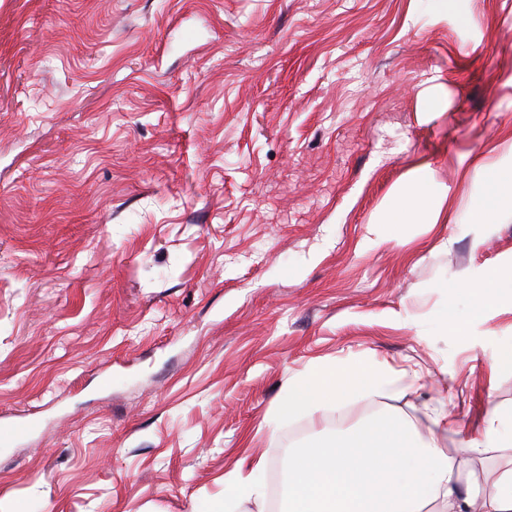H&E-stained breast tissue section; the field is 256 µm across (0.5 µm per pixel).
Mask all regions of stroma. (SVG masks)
I'll use <instances>...</instances> for the list:
<instances>
[{"label":"stroma","instance_id":"1","mask_svg":"<svg viewBox=\"0 0 512 512\" xmlns=\"http://www.w3.org/2000/svg\"><path fill=\"white\" fill-rule=\"evenodd\" d=\"M424 157L448 222L380 223ZM489 165L512 0H0V512H222L241 458L383 413L512 435ZM321 364L406 393L278 420Z\"/></svg>","mask_w":512,"mask_h":512}]
</instances>
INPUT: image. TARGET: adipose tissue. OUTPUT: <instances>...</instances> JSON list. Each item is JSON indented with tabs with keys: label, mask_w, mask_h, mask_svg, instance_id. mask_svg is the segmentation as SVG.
Wrapping results in <instances>:
<instances>
[{
	"label": "adipose tissue",
	"mask_w": 512,
	"mask_h": 512,
	"mask_svg": "<svg viewBox=\"0 0 512 512\" xmlns=\"http://www.w3.org/2000/svg\"><path fill=\"white\" fill-rule=\"evenodd\" d=\"M428 161L408 173L407 189L394 194L383 218L387 224H435L444 213L447 191L433 185ZM398 379L365 366L318 365L289 381L276 412L289 419L312 414L358 397H385ZM499 412L485 418L484 440H472L462 453H447L452 428L445 414L431 418L428 437L405 421L378 417L351 434L291 452L286 512H512V456L499 462L489 489H481L477 461L490 446L512 447L499 439Z\"/></svg>",
	"instance_id": "ef3b65f1"
}]
</instances>
